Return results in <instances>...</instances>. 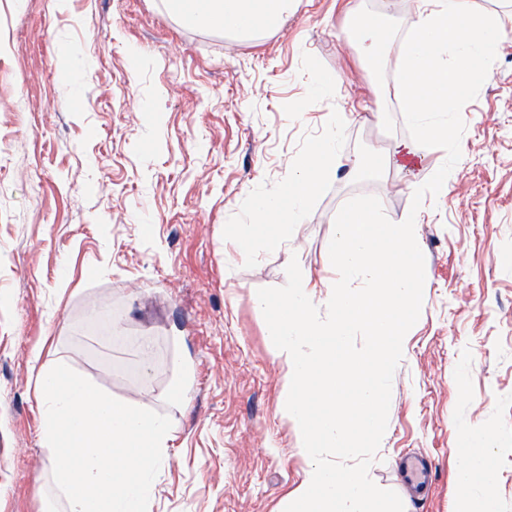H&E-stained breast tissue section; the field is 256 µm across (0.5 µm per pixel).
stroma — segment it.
Returning <instances> with one entry per match:
<instances>
[{"label":"stroma","mask_w":512,"mask_h":512,"mask_svg":"<svg viewBox=\"0 0 512 512\" xmlns=\"http://www.w3.org/2000/svg\"><path fill=\"white\" fill-rule=\"evenodd\" d=\"M378 6L296 0L279 30L231 39L183 27L164 0H0V512L66 506L41 444L37 360L170 418L149 512L290 504L307 460L257 291L284 286L294 259L329 301L341 206L373 195L401 220L446 158L422 146L412 171L368 165L410 139L399 60L374 70L348 42ZM472 6L499 25L493 76L461 110L447 192L419 210L423 303L369 470L404 512H456L472 497L512 512V0ZM330 74L335 87L315 91ZM332 130L336 170L291 247L259 236L239 255L231 229L253 223L255 195L278 194ZM181 383L184 402L160 400ZM472 429L490 441L493 477L464 487L455 457ZM409 453L435 461L419 502L397 470Z\"/></svg>","instance_id":"35a3bbf8"}]
</instances>
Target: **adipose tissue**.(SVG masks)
Listing matches in <instances>:
<instances>
[{"mask_svg": "<svg viewBox=\"0 0 512 512\" xmlns=\"http://www.w3.org/2000/svg\"><path fill=\"white\" fill-rule=\"evenodd\" d=\"M169 12L187 28H205L235 38H248L262 30L278 28L294 10L295 0H166ZM350 42L378 70L388 66V38L375 15L358 18ZM336 155V136L328 134L305 161L288 175L284 193L276 198L258 197L256 223L240 225L237 248L248 255L258 231H265L273 250L287 246L297 224L306 214L311 195L328 174ZM463 449L456 456L459 484L472 485L491 478L489 444L482 432L462 436Z\"/></svg>", "mask_w": 512, "mask_h": 512, "instance_id": "ef3b65f1", "label": "adipose tissue"}]
</instances>
